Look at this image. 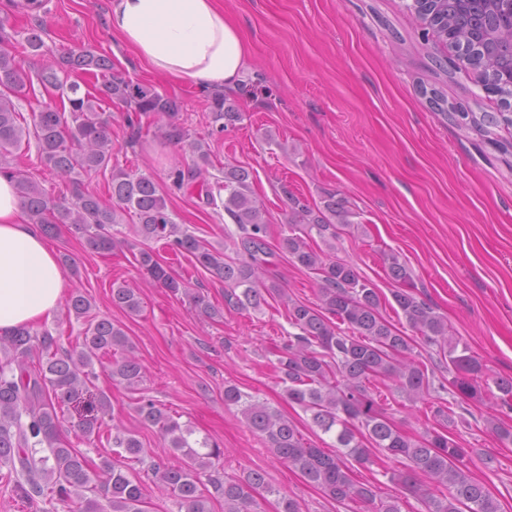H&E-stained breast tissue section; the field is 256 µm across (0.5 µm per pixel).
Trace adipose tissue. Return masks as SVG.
<instances>
[{
    "mask_svg": "<svg viewBox=\"0 0 512 512\" xmlns=\"http://www.w3.org/2000/svg\"><path fill=\"white\" fill-rule=\"evenodd\" d=\"M109 25L149 69L200 88L236 86L248 65L246 39L217 0H111ZM68 285L13 182L0 175V333L52 317Z\"/></svg>",
    "mask_w": 512,
    "mask_h": 512,
    "instance_id": "1",
    "label": "adipose tissue"
}]
</instances>
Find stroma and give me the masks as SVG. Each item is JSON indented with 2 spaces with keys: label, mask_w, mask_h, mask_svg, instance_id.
I'll return each mask as SVG.
<instances>
[{
  "label": "stroma",
  "mask_w": 512,
  "mask_h": 512,
  "mask_svg": "<svg viewBox=\"0 0 512 512\" xmlns=\"http://www.w3.org/2000/svg\"><path fill=\"white\" fill-rule=\"evenodd\" d=\"M409 0H220L245 36L249 49L240 86L226 90L245 119L209 137L213 166L246 168L252 190L268 208L270 244L283 230L285 192L317 202L324 194L355 214L335 242V254L352 263L383 294L395 284L382 256L396 253L410 268L414 291L448 321L493 378H512V155L472 130L437 116L429 91L441 92L449 111L497 113L498 96L485 93L474 77L457 70L453 54L423 34ZM111 0H0V18L21 30L46 27L45 55L89 49L111 57L133 81L176 100L183 126L209 136L210 93L175 83L144 69L108 23ZM113 163L151 175L162 187L177 223L215 247L231 246L236 224L207 206L198 186L177 189L170 173L191 159L158 137L152 121L129 125L112 110ZM126 243L103 256L81 235L58 226L48 236L57 255L76 265L71 287L92 297L93 317L108 318L129 337L144 368L141 394L113 388L107 374L95 382L112 393L115 422L135 434L150 461L176 463L156 430L136 412L139 395L152 397L195 438L224 450L229 474L264 470L275 492L261 500L262 512H278L277 497L297 501L300 512H367L357 502L339 505L273 457L245 425L235 406L224 403V386L267 402L294 421L305 439L330 448L333 440L314 427L303 410L288 403L274 368L288 340L283 306L270 301L258 311L224 303V282L195 269L187 258L164 253L174 273L190 278L220 317L201 314L188 299L161 288L136 263L129 247L133 220L118 226ZM270 276L293 298L317 300L313 273L277 254ZM139 291L141 311L131 315L112 304L113 281ZM378 392L396 425L411 434L435 427L430 409L437 394L409 403L392 387ZM491 398L469 401L464 419L448 424L479 455L468 468L512 512V444L484 427Z\"/></svg>",
  "instance_id": "1"
}]
</instances>
